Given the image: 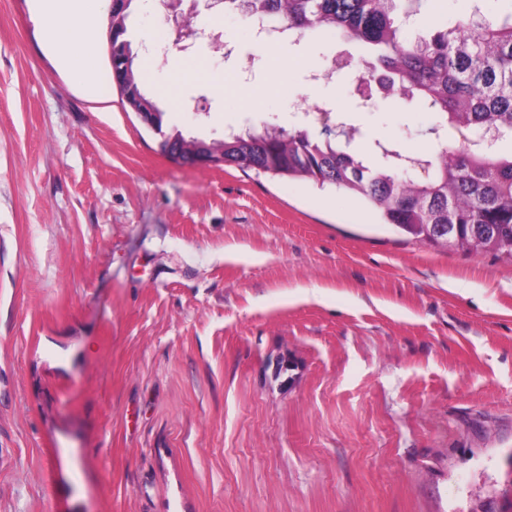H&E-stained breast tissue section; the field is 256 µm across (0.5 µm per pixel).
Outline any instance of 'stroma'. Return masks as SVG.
I'll return each instance as SVG.
<instances>
[{"label": "stroma", "mask_w": 512, "mask_h": 512, "mask_svg": "<svg viewBox=\"0 0 512 512\" xmlns=\"http://www.w3.org/2000/svg\"><path fill=\"white\" fill-rule=\"evenodd\" d=\"M164 12L127 21L157 133L85 92L32 0H0V512H512V261L160 148L299 124L309 85L365 150H429L433 109L359 107L355 75L324 76L344 44L259 51L229 20L254 74L218 93L186 53L149 65ZM464 16L424 0L405 34Z\"/></svg>", "instance_id": "stroma-1"}]
</instances>
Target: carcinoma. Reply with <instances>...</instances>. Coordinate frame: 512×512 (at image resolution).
Here are the masks:
<instances>
[{
  "label": "carcinoma",
  "instance_id": "cac0c4a2",
  "mask_svg": "<svg viewBox=\"0 0 512 512\" xmlns=\"http://www.w3.org/2000/svg\"><path fill=\"white\" fill-rule=\"evenodd\" d=\"M421 0H224L230 14L250 13L288 27L295 42L315 32L365 46L368 78L393 95L426 101L441 139L448 127L495 135V147L439 144L407 152L374 141L371 156L357 146L359 130L345 122L313 135L263 120L224 135V165L280 178H300L362 198L386 224L423 243L493 251L512 260V14L406 40L404 25ZM141 84L134 62L112 57V78ZM438 224L456 233L432 237Z\"/></svg>",
  "mask_w": 512,
  "mask_h": 512
}]
</instances>
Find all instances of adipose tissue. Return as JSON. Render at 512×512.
Wrapping results in <instances>:
<instances>
[{"mask_svg": "<svg viewBox=\"0 0 512 512\" xmlns=\"http://www.w3.org/2000/svg\"><path fill=\"white\" fill-rule=\"evenodd\" d=\"M36 12L60 62L78 73L91 94L106 98L107 79L97 66L96 46L90 37L97 16L93 0H36Z\"/></svg>", "mask_w": 512, "mask_h": 512, "instance_id": "obj_1", "label": "adipose tissue"}]
</instances>
